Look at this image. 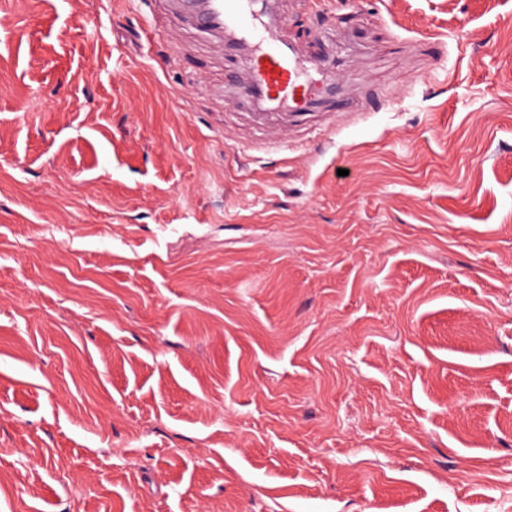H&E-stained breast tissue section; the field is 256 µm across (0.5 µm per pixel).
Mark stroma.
I'll list each match as a JSON object with an SVG mask.
<instances>
[{
  "mask_svg": "<svg viewBox=\"0 0 512 512\" xmlns=\"http://www.w3.org/2000/svg\"><path fill=\"white\" fill-rule=\"evenodd\" d=\"M269 8L0 0V512H512V0ZM196 12L211 29L236 32V37L251 42L258 35L256 21L248 9V0H191ZM248 58L249 83L274 109L302 111L314 106L334 78L322 61L273 43L256 47Z\"/></svg>",
  "mask_w": 512,
  "mask_h": 512,
  "instance_id": "35a3bbf8",
  "label": "stroma"
}]
</instances>
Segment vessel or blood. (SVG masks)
<instances>
[{
	"label": "vessel or blood",
	"instance_id": "vessel-or-blood-1",
	"mask_svg": "<svg viewBox=\"0 0 512 512\" xmlns=\"http://www.w3.org/2000/svg\"><path fill=\"white\" fill-rule=\"evenodd\" d=\"M192 3L211 29L235 31L245 41L257 37L256 18L249 12L248 0H192ZM248 69L249 83L256 97L272 108L286 111L314 106L334 81L323 62L272 43L254 49L248 58Z\"/></svg>",
	"mask_w": 512,
	"mask_h": 512
}]
</instances>
